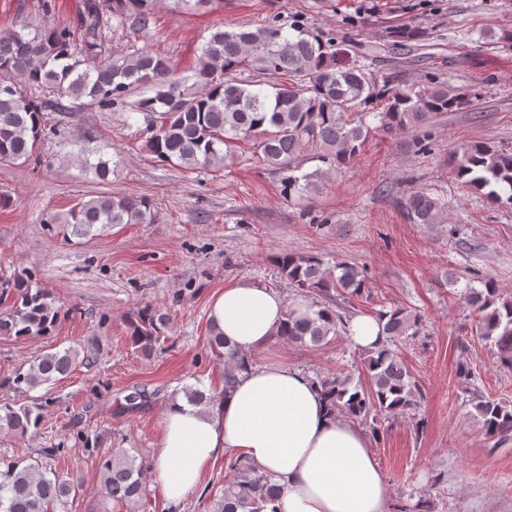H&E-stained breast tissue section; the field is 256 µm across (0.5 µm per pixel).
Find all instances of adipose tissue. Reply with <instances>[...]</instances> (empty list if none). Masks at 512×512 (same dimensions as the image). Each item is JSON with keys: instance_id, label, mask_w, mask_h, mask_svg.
<instances>
[{"instance_id": "1", "label": "adipose tissue", "mask_w": 512, "mask_h": 512, "mask_svg": "<svg viewBox=\"0 0 512 512\" xmlns=\"http://www.w3.org/2000/svg\"><path fill=\"white\" fill-rule=\"evenodd\" d=\"M290 309L305 313L307 303H286L240 278L214 299L209 317L229 345L251 354L273 341ZM226 453L243 455L281 486L278 512H387V485L367 435L348 418L329 416L311 377L294 367L255 366L211 402L195 406L180 396L168 403L155 470L171 503Z\"/></svg>"}]
</instances>
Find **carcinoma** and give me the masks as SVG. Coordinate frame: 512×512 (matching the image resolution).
<instances>
[{
    "label": "carcinoma",
    "instance_id": "carcinoma-1",
    "mask_svg": "<svg viewBox=\"0 0 512 512\" xmlns=\"http://www.w3.org/2000/svg\"><path fill=\"white\" fill-rule=\"evenodd\" d=\"M174 10L207 13L223 0H173ZM157 0H83L80 35L46 24L26 35L0 36V165L28 162L38 144L54 133L44 112L48 102L32 95L35 88L56 96L58 111L86 106L125 105L132 91L147 88L152 95L131 104L142 115L145 147L164 165L183 168H228L241 143H250L259 160L281 174L282 192L304 198L320 191L333 173L348 166L374 133L394 135L428 126L443 112H461L477 93L453 91L436 79L412 85L396 72L381 74L370 54L361 52L341 64L330 41L311 33L297 19L274 15L254 28H218L200 49L194 81L176 74L171 60L147 48L111 54L101 41L104 16L123 26L146 30L154 23ZM68 98L64 105L62 98ZM322 163L301 172L299 156ZM84 167L103 182L113 169L109 161L84 159ZM452 177L479 193L493 207L512 209V149L488 142L464 144L449 167ZM399 205L411 224L435 227L448 223V201L433 190L407 192ZM154 213L142 197L108 193L81 201L49 224H74L86 235L95 225L151 224ZM273 263L294 296L309 302L303 316L287 311L276 340L317 346L330 336L346 335L349 316L335 305L337 298L360 296L367 287L366 270L340 261L328 267L315 255L277 253ZM481 287L462 291L471 309L475 334L512 370V295L500 292L493 278H472ZM0 337L49 336L64 316L51 293L16 277L0 284ZM384 336L375 350L364 352L362 371L367 382L348 372L317 374L331 412L370 428L384 437L382 419L416 416L424 394L421 385L397 351L402 337L420 333L422 319L403 306L375 312ZM169 326L165 313L153 304L138 309L128 340L138 352L150 353ZM210 344L222 350L224 387L229 392L240 372L254 364L211 329ZM91 364L79 351L42 353L28 369H19L8 386L27 394L66 378L77 367ZM486 438L498 446L512 439V402L472 395ZM42 421V403L0 406V432L26 436ZM150 468L127 450L116 448L101 459V490L118 504L134 505L147 495L144 475ZM217 512H277L272 504L281 490L271 477L243 456L227 462ZM79 490L39 463L0 462V512H57Z\"/></svg>",
    "mask_w": 512,
    "mask_h": 512
}]
</instances>
